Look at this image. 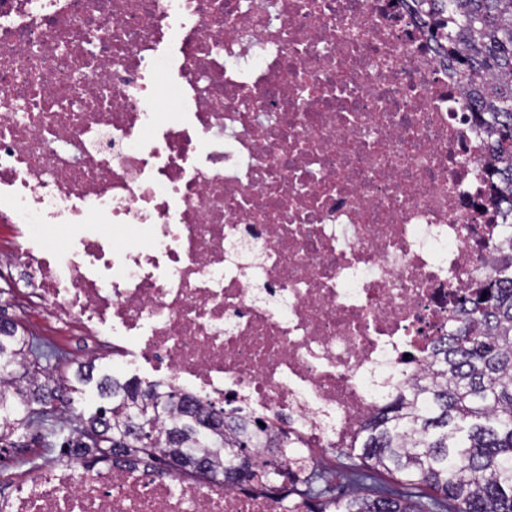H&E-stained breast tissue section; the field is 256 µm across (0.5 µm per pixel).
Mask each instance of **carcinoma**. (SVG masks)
<instances>
[{
	"instance_id": "1",
	"label": "carcinoma",
	"mask_w": 512,
	"mask_h": 512,
	"mask_svg": "<svg viewBox=\"0 0 512 512\" xmlns=\"http://www.w3.org/2000/svg\"><path fill=\"white\" fill-rule=\"evenodd\" d=\"M434 18V38L447 44L467 95L489 117L491 165L512 194V0H417ZM28 337L0 318V359L23 357L24 372L0 386V446L15 448L35 422V406L52 393L38 383L39 359ZM107 407L77 416L62 442L64 456L93 453L117 463L133 454L166 461L176 454L182 474L203 473L224 483L268 480L267 467L285 463L307 472L291 494L308 512H512V222L497 246L494 266L478 276L474 295L461 299L448 334L420 375L412 378L360 426L346 457L348 490L338 493L336 472L293 452L279 435L267 447L275 461L257 460L253 437L224 412L210 428L196 407L172 389L138 399L109 379L99 384ZM121 448L123 452L112 453ZM391 475L378 479V471Z\"/></svg>"
}]
</instances>
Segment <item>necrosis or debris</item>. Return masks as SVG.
<instances>
[{"label": "necrosis or debris", "instance_id": "4bbe7bcc", "mask_svg": "<svg viewBox=\"0 0 512 512\" xmlns=\"http://www.w3.org/2000/svg\"><path fill=\"white\" fill-rule=\"evenodd\" d=\"M167 42L190 109L164 115ZM488 139L412 0H0V292L35 334L84 337V363L135 353L201 412L347 448L492 264ZM291 503L90 457L0 493V512Z\"/></svg>", "mask_w": 512, "mask_h": 512}]
</instances>
